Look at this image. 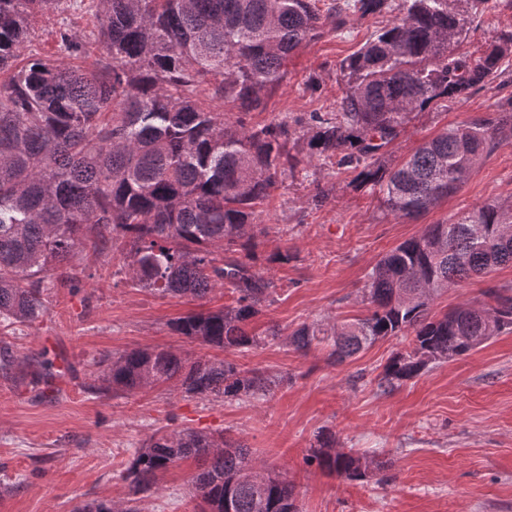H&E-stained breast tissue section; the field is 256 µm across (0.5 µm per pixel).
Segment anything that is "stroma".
<instances>
[{
  "instance_id": "1",
  "label": "stroma",
  "mask_w": 512,
  "mask_h": 512,
  "mask_svg": "<svg viewBox=\"0 0 512 512\" xmlns=\"http://www.w3.org/2000/svg\"><path fill=\"white\" fill-rule=\"evenodd\" d=\"M467 10L457 53L479 58L512 33L506 0H475ZM389 21L386 15L351 19L301 46L266 109L247 115L246 123L335 111L343 88L339 62ZM98 26L89 2L54 6L34 19L29 49L55 59L61 32ZM510 110L512 54L501 74L467 99L441 101L412 116L387 159L398 160L447 127ZM320 187L329 196L316 205L311 197ZM510 198L512 143L484 157L457 193L410 221L386 215L374 193L357 185L354 171L315 161L296 176H279L257 218L268 235L256 261L277 294L251 322L256 332L271 329L278 337L245 353H223L241 368L278 379L261 400H202L166 385L129 396L97 393L91 362L104 355L155 346L193 359L214 355V348L177 335L169 323L193 310L219 309L231 298L224 290L203 301L163 297L131 283L122 243L78 248L75 287L47 277L43 315L0 329V356L12 358L0 365V512H73L93 499L125 502L129 488L121 470L133 448L164 427L245 443L258 467L294 485L301 512H512V333L431 366L387 394L378 391L376 377L407 346L406 337L377 341L339 364L328 360L326 349L301 353L289 342L302 324L363 316V289L375 262L426 225ZM279 247L288 251V262L269 261ZM490 286L512 288V267L442 292L431 310L479 300ZM47 359L52 369H45ZM324 433L335 435L337 447L391 461L389 482L346 481L310 465ZM194 470L190 460L170 467L142 501V512H200L188 485Z\"/></svg>"
}]
</instances>
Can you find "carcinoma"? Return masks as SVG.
I'll list each match as a JSON object with an SVG mask.
<instances>
[{"mask_svg": "<svg viewBox=\"0 0 512 512\" xmlns=\"http://www.w3.org/2000/svg\"><path fill=\"white\" fill-rule=\"evenodd\" d=\"M61 0H0V71L29 42L34 16ZM93 0L98 33L61 34L71 56L100 55L92 67L30 56L0 84V325L25 324L44 312V274L73 287L70 262L79 245L112 236L129 245L133 284L161 296L201 300L217 288L232 303L172 322L179 335L219 350L247 351L266 337L249 330L272 294L255 270L263 229L257 207L277 177L302 159L357 171L398 220L415 219L456 193L470 172L512 142V114L492 113L444 130L400 163L386 148L411 114L440 99L462 100L493 79L512 53V33L473 61L455 52L464 32L460 0ZM390 23L344 58L335 112L309 121L282 118L246 126L224 121L217 105L262 111L301 45L340 28L347 13ZM211 91L213 105L198 98ZM512 267V202L486 203L424 231L386 253L364 289L368 313L351 322L304 323L290 336L296 350L329 348L338 362L379 340L412 330L409 348L378 376L389 392L429 364L468 355L512 332V294L489 287L487 301L433 315L448 288ZM103 392L132 393L173 382L190 397L262 399L272 381L218 358L190 361L168 348H139L93 361ZM323 434L309 461L347 481L365 480L389 463ZM192 459L193 496L207 512H298L288 479L253 463L249 449L191 428L152 433L121 472L131 498L80 512H140L158 473Z\"/></svg>", "mask_w": 512, "mask_h": 512, "instance_id": "obj_1", "label": "carcinoma"}]
</instances>
